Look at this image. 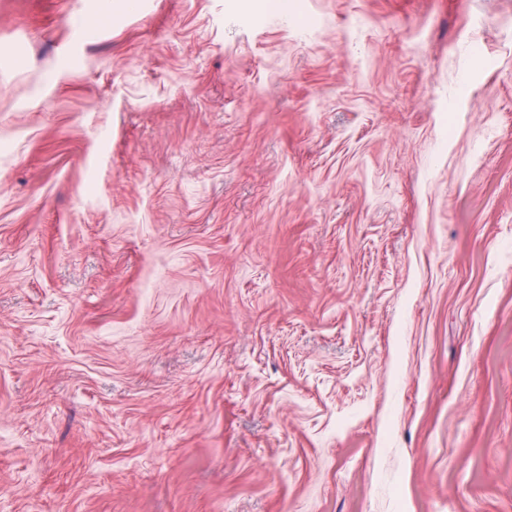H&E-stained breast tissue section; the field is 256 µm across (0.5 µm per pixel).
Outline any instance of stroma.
Masks as SVG:
<instances>
[{"label":"stroma","mask_w":512,"mask_h":512,"mask_svg":"<svg viewBox=\"0 0 512 512\" xmlns=\"http://www.w3.org/2000/svg\"><path fill=\"white\" fill-rule=\"evenodd\" d=\"M0 512H512V0H0Z\"/></svg>","instance_id":"obj_1"}]
</instances>
